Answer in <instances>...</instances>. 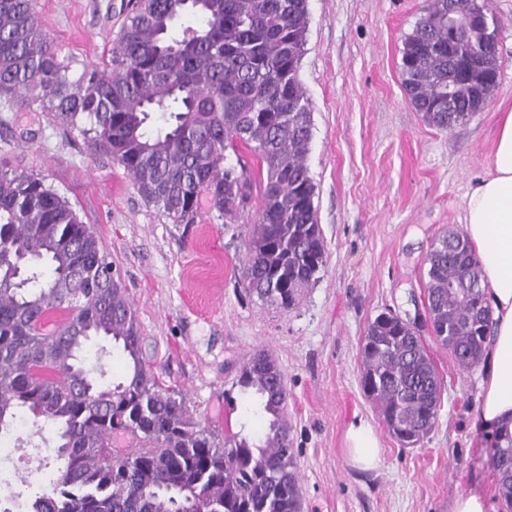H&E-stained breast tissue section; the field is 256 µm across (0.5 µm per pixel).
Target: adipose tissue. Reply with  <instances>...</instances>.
Instances as JSON below:
<instances>
[{
    "label": "adipose tissue",
    "mask_w": 512,
    "mask_h": 512,
    "mask_svg": "<svg viewBox=\"0 0 512 512\" xmlns=\"http://www.w3.org/2000/svg\"><path fill=\"white\" fill-rule=\"evenodd\" d=\"M463 221L482 261L485 302L493 318L474 423L496 434L512 430V109L500 115L489 171L468 193ZM346 441L355 466L377 465L379 441L368 421H352Z\"/></svg>",
    "instance_id": "obj_1"
}]
</instances>
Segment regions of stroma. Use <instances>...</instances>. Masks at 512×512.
I'll list each match as a JSON object with an SVG mask.
<instances>
[{
    "instance_id": "1",
    "label": "stroma",
    "mask_w": 512,
    "mask_h": 512,
    "mask_svg": "<svg viewBox=\"0 0 512 512\" xmlns=\"http://www.w3.org/2000/svg\"><path fill=\"white\" fill-rule=\"evenodd\" d=\"M39 22L71 75L99 62L118 38L123 0H34ZM427 0H308L300 77L312 113L305 163L327 263L285 311L248 294L241 278L245 226L201 211L173 223L147 204L124 168L95 152L79 129L36 109L0 107V166L43 174L99 237L141 326L142 357L182 391L217 441L259 435L237 385L259 349L288 382V422L303 512H451L461 494L508 511L473 424L480 368L461 369L431 335L423 343L443 383L435 428L401 447L360 386L368 324L392 311L414 320L433 240L460 228L467 191L484 175L499 116L512 106V0H493L499 85L481 112L452 129L429 125L402 84L400 49ZM370 421L380 465L354 467L344 436Z\"/></svg>"
}]
</instances>
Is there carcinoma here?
<instances>
[{
    "label": "carcinoma",
    "instance_id": "obj_1",
    "mask_svg": "<svg viewBox=\"0 0 512 512\" xmlns=\"http://www.w3.org/2000/svg\"><path fill=\"white\" fill-rule=\"evenodd\" d=\"M460 15L480 0H429L403 41L400 70L416 111L438 129L469 119L498 85L495 19L448 55V3ZM108 61L75 79L42 29L33 0H0V101L37 107L81 127L94 151L129 173L143 200L176 224H195L202 202L229 224L256 208L243 242L245 288L283 310L326 264L305 164L312 139L299 76L308 0H127ZM200 26L170 36L172 22ZM478 59L491 77L448 101V80ZM158 114L165 130L151 134ZM430 329L458 365L476 367L492 327L481 260L466 234L430 245ZM474 283L465 297L459 286ZM112 339L129 367L105 384L84 368L92 336ZM360 383L392 434L414 447L435 427L442 385L410 321L383 312L368 324ZM259 440L216 441L184 397L162 388L141 357V327L99 238L38 173L0 170V432L21 417L55 434L59 466L47 487L8 501L21 512H302L288 426V385L258 352L237 381ZM122 435L138 447L116 450ZM491 461L512 506V436L493 438Z\"/></svg>",
    "mask_w": 512,
    "mask_h": 512
}]
</instances>
